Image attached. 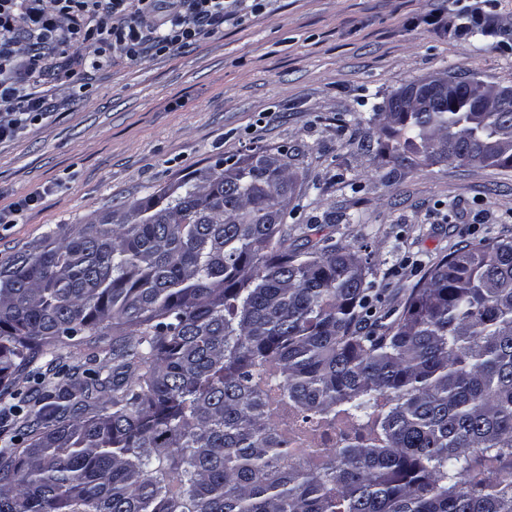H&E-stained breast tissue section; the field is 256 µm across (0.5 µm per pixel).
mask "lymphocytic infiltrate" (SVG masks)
<instances>
[{
	"instance_id": "1",
	"label": "lymphocytic infiltrate",
	"mask_w": 512,
	"mask_h": 512,
	"mask_svg": "<svg viewBox=\"0 0 512 512\" xmlns=\"http://www.w3.org/2000/svg\"><path fill=\"white\" fill-rule=\"evenodd\" d=\"M157 0H0V35L6 36L26 22L51 46H65L81 38L97 48L121 49L127 58L144 50L169 52L196 41L204 30L224 24V0H164L162 35L147 25ZM95 15L94 28L74 25L78 16ZM45 70L38 53L23 55L0 48V140L14 136L28 121L44 113L46 94L41 75Z\"/></svg>"
}]
</instances>
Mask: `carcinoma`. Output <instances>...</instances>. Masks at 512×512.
<instances>
[{"instance_id": "carcinoma-1", "label": "carcinoma", "mask_w": 512, "mask_h": 512, "mask_svg": "<svg viewBox=\"0 0 512 512\" xmlns=\"http://www.w3.org/2000/svg\"><path fill=\"white\" fill-rule=\"evenodd\" d=\"M388 117L396 170L512 171L477 88ZM289 168L254 149L0 266V512H512V237L376 316L368 259L288 244ZM102 343L82 382L12 391Z\"/></svg>"}]
</instances>
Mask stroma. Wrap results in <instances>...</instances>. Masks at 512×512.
I'll list each match as a JSON object with an SVG mask.
<instances>
[{
  "label": "stroma",
  "instance_id": "stroma-1",
  "mask_svg": "<svg viewBox=\"0 0 512 512\" xmlns=\"http://www.w3.org/2000/svg\"><path fill=\"white\" fill-rule=\"evenodd\" d=\"M46 63L49 110L0 141V207L22 205L0 224V265L57 225L122 216L258 146L287 150L298 174L289 241L318 224L369 258L373 312L401 308L455 248L512 237V172H392L373 119L429 75L512 87V0H243L173 53L132 61L76 44Z\"/></svg>",
  "mask_w": 512,
  "mask_h": 512
}]
</instances>
